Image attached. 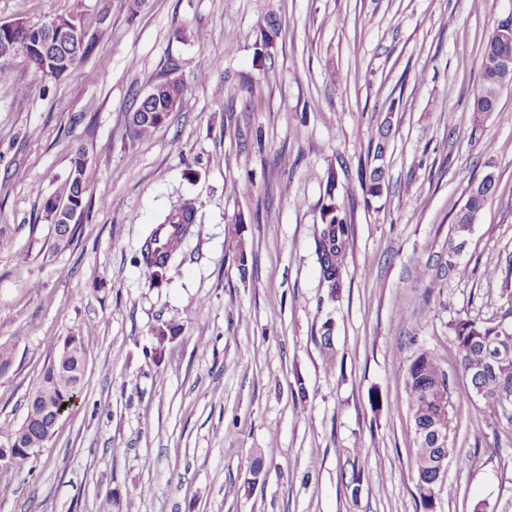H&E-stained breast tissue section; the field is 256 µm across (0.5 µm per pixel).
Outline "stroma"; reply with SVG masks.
I'll use <instances>...</instances> for the list:
<instances>
[{
	"mask_svg": "<svg viewBox=\"0 0 512 512\" xmlns=\"http://www.w3.org/2000/svg\"><path fill=\"white\" fill-rule=\"evenodd\" d=\"M511 14L512 0H0V23L74 15L93 41L60 78L19 54L0 83V345L14 354L0 445L56 345L79 332L88 354L51 441L0 467V512H422L405 370L423 350L453 401L455 494L436 512H512V429L473 395L451 330L512 311V87L483 122L471 108L487 40ZM271 16L279 33L260 59ZM171 77L188 94L139 136L132 93ZM387 118V187L373 198L362 134ZM79 155L89 212L57 250L42 201ZM488 170L496 192L461 277L451 225ZM331 184L350 226L334 296L316 247ZM185 202L196 222L150 284L144 238ZM163 324L180 332L156 362ZM258 454L267 472L250 486Z\"/></svg>",
	"mask_w": 512,
	"mask_h": 512,
	"instance_id": "stroma-1",
	"label": "stroma"
}]
</instances>
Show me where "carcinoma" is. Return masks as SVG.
I'll use <instances>...</instances> for the list:
<instances>
[{
  "label": "carcinoma",
  "mask_w": 512,
  "mask_h": 512,
  "mask_svg": "<svg viewBox=\"0 0 512 512\" xmlns=\"http://www.w3.org/2000/svg\"><path fill=\"white\" fill-rule=\"evenodd\" d=\"M277 20L268 21V32L263 34L257 47L258 54L267 55L273 47V36L277 35ZM49 36L46 23H29L24 27L8 30L0 27V61L17 54H24L39 69L44 64V42ZM91 44L86 40V31H80L76 44H63L57 49L61 65L43 73L45 77L59 78L67 73L76 62L86 56ZM512 57V41L505 42L494 27L488 38L481 61V83L472 95V112L476 121L498 111L502 90L508 86L499 69V59ZM188 86L178 77L153 85L150 90L136 100V108L130 116L132 126L140 135L152 133L158 128L156 115L169 112L170 104L182 101ZM391 131L390 118L385 120L368 136L369 150L367 163L361 169L366 192L373 198L382 195L386 187L385 153ZM92 181L91 170L83 156H78L73 166L59 185L54 195L44 202L46 220L52 224L57 246L65 247L74 238L77 227H68V220L74 211H83L85 197ZM496 189V179H481L471 186L464 208L453 220L451 237L448 242V269L463 273L456 257L463 251L467 237L472 231L473 221L490 202ZM195 221L194 209L189 204L167 213L162 221L154 225L144 239L141 248V267L144 276L151 284H158L166 277L170 265L176 258L181 241L190 231ZM321 227L317 238V253L323 279L336 295L341 287L342 267L347 244L349 226L342 207L334 194H329V202L321 209ZM462 375L468 381L473 394L485 406L493 409L499 421L512 429V409L506 411L502 402L512 401V360L502 364L493 361V348L497 345L512 346V322L501 319L498 322L477 321L460 318L451 325ZM72 377L67 369H55L47 365L38 385L54 391L56 401L65 403L71 396ZM406 386L418 448L412 471L418 501L423 512H435L436 499L441 490L442 472L440 460L442 447L430 438L428 430L439 428L450 430L451 393L448 374L436 358L426 351L413 356L406 368ZM27 453L25 460L37 448L47 444L40 423H32L24 434Z\"/></svg>",
  "instance_id": "1"
}]
</instances>
